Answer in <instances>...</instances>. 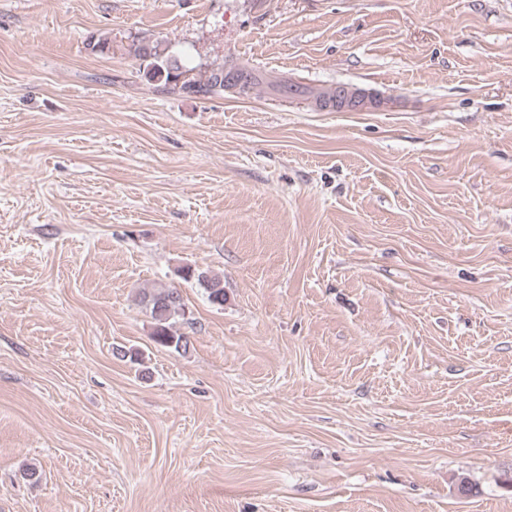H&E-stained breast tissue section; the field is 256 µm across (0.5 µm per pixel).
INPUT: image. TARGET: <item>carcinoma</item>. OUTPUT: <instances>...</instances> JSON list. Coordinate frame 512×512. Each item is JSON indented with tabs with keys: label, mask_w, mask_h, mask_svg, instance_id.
<instances>
[{
	"label": "carcinoma",
	"mask_w": 512,
	"mask_h": 512,
	"mask_svg": "<svg viewBox=\"0 0 512 512\" xmlns=\"http://www.w3.org/2000/svg\"><path fill=\"white\" fill-rule=\"evenodd\" d=\"M134 54L140 58L152 59V68L155 74L165 78V82L172 85V90L181 93H205L222 94L224 90L240 87L245 88L248 78L241 72H224V67L218 66L209 71L205 79H192L178 84L175 82V72L183 69L187 72L194 68L180 64L179 60L168 56L159 45H138ZM182 279L186 282L195 280L199 287L203 288L208 301L218 307L224 306L223 279L200 268H187L183 270ZM140 304L150 313L155 321L156 329L153 341L164 348H172L175 351H187L189 341L187 337L173 331L171 319L185 315V303L180 289L172 285H157L143 290L139 295Z\"/></svg>",
	"instance_id": "cac0c4a2"
}]
</instances>
